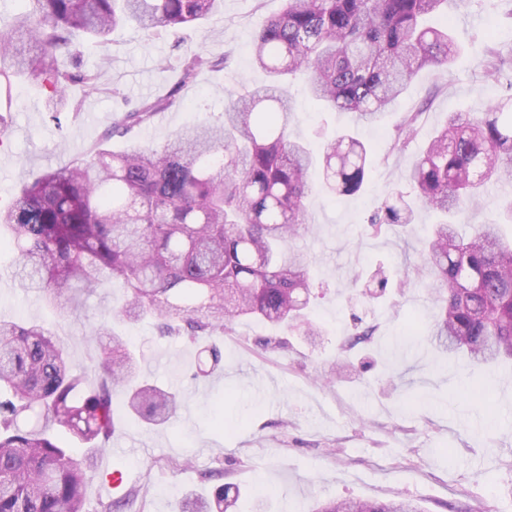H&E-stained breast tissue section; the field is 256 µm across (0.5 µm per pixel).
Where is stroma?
Returning a JSON list of instances; mask_svg holds the SVG:
<instances>
[{"instance_id": "1", "label": "stroma", "mask_w": 512, "mask_h": 512, "mask_svg": "<svg viewBox=\"0 0 512 512\" xmlns=\"http://www.w3.org/2000/svg\"><path fill=\"white\" fill-rule=\"evenodd\" d=\"M284 0H224V10L180 36L149 33L136 25L116 29L107 44L82 48V69L98 68L109 93L71 84L79 112L52 120L40 83L15 80L0 92V206L8 207L26 175L69 165L98 143L159 148L183 125L217 124L228 96L266 82L256 67L251 39ZM448 27L460 47L447 71L424 68L394 110L372 125L349 112H322L308 100L302 81L288 85L297 113L292 137L321 154L335 131L346 129L375 152L371 180L356 194L314 192L307 201L312 232L297 244L312 257V315L322 329L316 341L288 335L283 351L262 349L275 330L238 322L216 335L223 359L212 366L207 338L160 334L155 323L128 324L111 314L125 302L120 285L80 294L77 307L51 302L15 278V260L0 241V319L44 325L67 352L74 371L96 385L93 367L108 333L123 336L140 356L141 369L180 395L169 424L149 426L116 409L110 440L94 459L100 472L123 475L120 489L91 481L87 512H110L128 492L136 512H180L184 499L210 497L202 472L220 469L241 491L234 512H309L316 502L345 497L417 499L424 512H512V360L492 367L451 359L428 334L437 308L420 270L421 243L433 216L386 227L372 235L369 218L395 189L407 190V174L435 129L449 114L485 111L504 95L512 70L491 80L480 61L486 41L512 52V0H473L451 16ZM231 52L227 67L201 72L189 88L177 85L181 60L194 51ZM173 95L174 105L130 132L113 131L121 109L140 100ZM408 112L420 113V130L408 148L393 147V129ZM408 273L404 293L377 292V275ZM374 327L371 343L341 353L355 322ZM209 367L193 377L195 364ZM475 381L478 400L456 396Z\"/></svg>"}]
</instances>
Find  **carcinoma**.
<instances>
[{"instance_id": "carcinoma-1", "label": "carcinoma", "mask_w": 512, "mask_h": 512, "mask_svg": "<svg viewBox=\"0 0 512 512\" xmlns=\"http://www.w3.org/2000/svg\"><path fill=\"white\" fill-rule=\"evenodd\" d=\"M0 35V86L18 76L47 88L52 120L80 104L67 96L79 81L99 89L98 76L60 64L74 55L73 36L104 40L127 22L165 32L220 13L224 0H24ZM470 0H285L280 14L254 36V61L268 81L231 95L224 120L182 128L159 150L113 151L97 145L69 166L21 185L0 209L17 274L29 288L59 304L76 291L117 282L127 300L119 316L161 319L166 334L229 333L241 320H258L305 336L320 328L308 318L312 283L308 254L293 246L307 233L306 199L318 188L352 195L367 182L370 149L349 133L322 152L319 183L311 156L292 138L294 104L286 80L307 77L309 97L326 108L375 122L425 67L442 71L458 54L448 13ZM231 53L186 56L178 84L195 83L205 69L227 66ZM482 62L496 78L505 57L488 44ZM174 103L144 99L114 128L127 132ZM420 113L396 127L393 148L413 139ZM512 181V93L496 98L479 118L455 112L434 131L407 180L416 199L437 216L424 238L426 287L439 314L431 338L449 356L491 366L512 359V241L498 224L460 231V218L492 179ZM414 208L401 190L386 197L369 222L372 233L406 226ZM88 388L70 370L51 332L30 323L0 322V512H86L90 458L106 448L115 425L113 398L127 413L155 425L176 417L177 394L139 377L127 342L113 336ZM62 429L86 448L82 458L63 446ZM239 498L218 485L213 500L184 501L182 512H230ZM313 512H420L410 500H329Z\"/></svg>"}]
</instances>
